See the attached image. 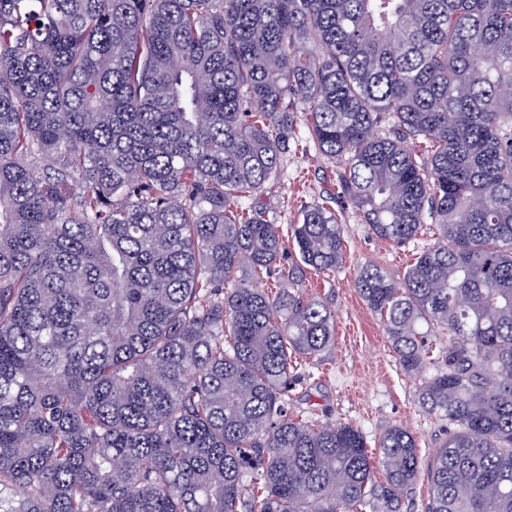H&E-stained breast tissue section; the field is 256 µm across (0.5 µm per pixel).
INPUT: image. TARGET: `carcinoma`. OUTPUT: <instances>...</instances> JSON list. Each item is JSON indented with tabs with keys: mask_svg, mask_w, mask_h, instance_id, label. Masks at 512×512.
<instances>
[{
	"mask_svg": "<svg viewBox=\"0 0 512 512\" xmlns=\"http://www.w3.org/2000/svg\"><path fill=\"white\" fill-rule=\"evenodd\" d=\"M300 123L376 238L437 228L356 280L405 373L448 331L427 512H512V0H0V512H399L408 430L288 417L345 258L251 204Z\"/></svg>",
	"mask_w": 512,
	"mask_h": 512,
	"instance_id": "obj_1",
	"label": "carcinoma"
}]
</instances>
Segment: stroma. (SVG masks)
I'll list each match as a JSON object with an SVG mask.
<instances>
[{"label": "stroma", "mask_w": 512, "mask_h": 512, "mask_svg": "<svg viewBox=\"0 0 512 512\" xmlns=\"http://www.w3.org/2000/svg\"><path fill=\"white\" fill-rule=\"evenodd\" d=\"M281 166L280 183L260 198L271 223L296 222L302 200L322 201L336 192L335 162L319 154L306 136L289 140ZM343 237V266L333 272L305 270L298 283L306 296L331 310L335 337L319 357L303 364V380L288 390V412L324 424L355 425L373 452L388 428L408 429L418 442L421 471L402 498L401 512H426L429 472L450 427L446 418L421 406L419 378L401 370L380 316L367 306L354 280L366 265L401 278L435 234L426 228L418 240L399 245L378 240L367 225L351 217L343 226Z\"/></svg>", "instance_id": "obj_1"}]
</instances>
